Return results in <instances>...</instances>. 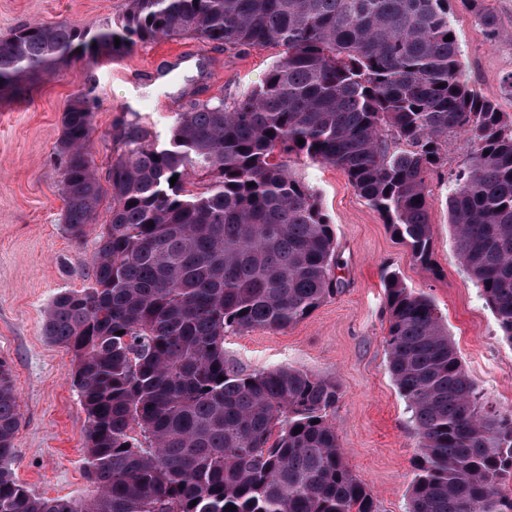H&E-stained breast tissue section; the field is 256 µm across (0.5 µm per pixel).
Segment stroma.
Instances as JSON below:
<instances>
[{"mask_svg":"<svg viewBox=\"0 0 512 512\" xmlns=\"http://www.w3.org/2000/svg\"><path fill=\"white\" fill-rule=\"evenodd\" d=\"M486 3L499 20L496 40L487 39L464 0H455L449 18L470 86L512 117V96L502 83L512 72V0ZM126 5L0 0V39L35 21L110 22ZM277 55L273 46L241 54L177 36L97 65L61 66L57 75L29 83L23 98L0 100V359L12 367L21 413L11 469L34 494L79 500L94 491L86 476L87 415L71 376L72 354L44 334L51 300L89 286L98 247L95 233L77 240L62 222L55 157L69 99L82 95L91 103L89 149L103 177L125 122L138 119L156 143L165 144L185 102L184 88L201 90L206 99L240 97L259 84ZM466 160L462 139L449 138L447 160L428 182L435 263L429 272L341 170L298 159L293 170L316 192L335 233L342 289L293 326L253 328L224 339L225 358L243 373L291 367L339 384L338 444L374 494L378 512H410L418 453L411 411L388 368L384 270L398 272L407 287L432 299L484 401L512 409V344L463 270L448 226V183Z\"/></svg>","mask_w":512,"mask_h":512,"instance_id":"obj_1","label":"stroma"}]
</instances>
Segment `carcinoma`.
I'll return each instance as SVG.
<instances>
[{
    "instance_id": "cac0c4a2",
    "label": "carcinoma",
    "mask_w": 512,
    "mask_h": 512,
    "mask_svg": "<svg viewBox=\"0 0 512 512\" xmlns=\"http://www.w3.org/2000/svg\"><path fill=\"white\" fill-rule=\"evenodd\" d=\"M465 2L497 38L483 0ZM179 35L279 54L250 92L190 100L164 146L127 122L104 183L89 102L70 100L56 149L66 230L84 236L106 196L112 209L93 285L57 295L44 333L73 355L95 493L46 498L15 480L20 411L0 359V512H378L339 448L336 381L245 374L224 337L287 328L339 291L333 229L291 156L343 171L431 271L428 177L459 134L448 224L512 344V118L470 87L448 0H127L112 24L30 23L0 40V97ZM383 282L389 372L418 435L410 512H512V410L482 401L428 296L393 271Z\"/></svg>"
}]
</instances>
